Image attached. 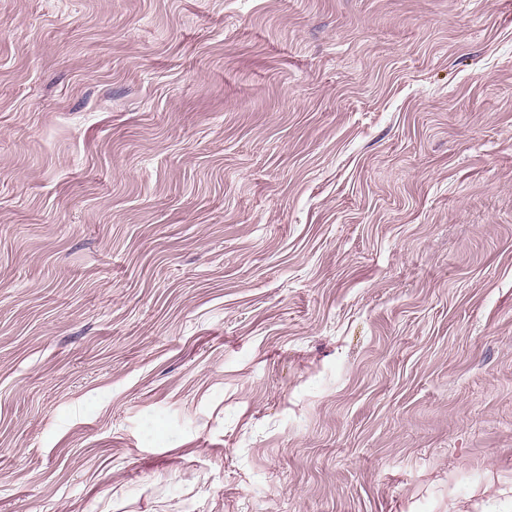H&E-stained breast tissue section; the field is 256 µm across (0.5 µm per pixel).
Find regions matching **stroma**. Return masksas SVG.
<instances>
[{
	"mask_svg": "<svg viewBox=\"0 0 512 512\" xmlns=\"http://www.w3.org/2000/svg\"><path fill=\"white\" fill-rule=\"evenodd\" d=\"M512 0H0V512H512Z\"/></svg>",
	"mask_w": 512,
	"mask_h": 512,
	"instance_id": "35a3bbf8",
	"label": "stroma"
}]
</instances>
